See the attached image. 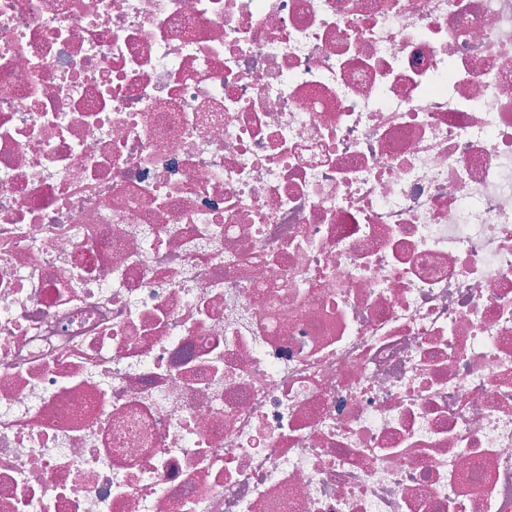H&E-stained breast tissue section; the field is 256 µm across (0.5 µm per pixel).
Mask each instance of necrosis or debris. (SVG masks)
<instances>
[{
	"mask_svg": "<svg viewBox=\"0 0 512 512\" xmlns=\"http://www.w3.org/2000/svg\"><path fill=\"white\" fill-rule=\"evenodd\" d=\"M0 512H512V0H0Z\"/></svg>",
	"mask_w": 512,
	"mask_h": 512,
	"instance_id": "1",
	"label": "necrosis or debris"
}]
</instances>
